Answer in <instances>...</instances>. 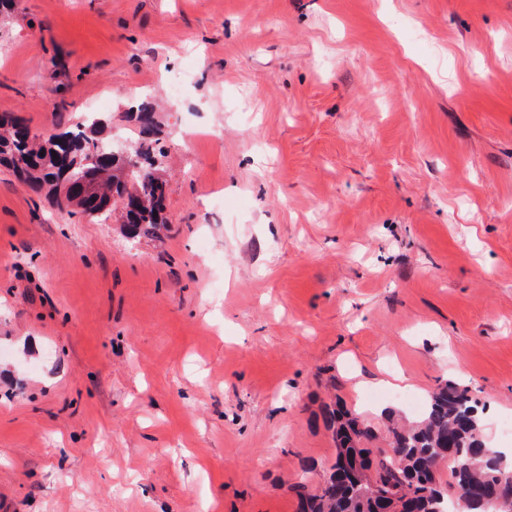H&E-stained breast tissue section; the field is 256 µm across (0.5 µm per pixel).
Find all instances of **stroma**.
Returning a JSON list of instances; mask_svg holds the SVG:
<instances>
[{
  "mask_svg": "<svg viewBox=\"0 0 512 512\" xmlns=\"http://www.w3.org/2000/svg\"><path fill=\"white\" fill-rule=\"evenodd\" d=\"M144 102L161 238L0 168V512H297L329 398L384 449L446 380L512 446V0L0 16V113L121 144Z\"/></svg>",
  "mask_w": 512,
  "mask_h": 512,
  "instance_id": "stroma-1",
  "label": "stroma"
}]
</instances>
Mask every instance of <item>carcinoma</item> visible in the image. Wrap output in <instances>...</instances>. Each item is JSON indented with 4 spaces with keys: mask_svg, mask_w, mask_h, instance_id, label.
Here are the masks:
<instances>
[{
    "mask_svg": "<svg viewBox=\"0 0 512 512\" xmlns=\"http://www.w3.org/2000/svg\"><path fill=\"white\" fill-rule=\"evenodd\" d=\"M131 117L137 171L128 173L122 160L99 155L98 118L40 135L13 112L0 114V165L37 193L49 188L61 206L122 220L130 238L157 237L166 225L165 181L155 166L158 120L149 107ZM479 407L466 387H437L421 420L407 425L385 414L387 454L368 448L375 434L358 416L325 407L336 456L319 487L304 480L289 486L300 512H454L460 494L465 512H512V463L482 437ZM444 452L452 462L443 469Z\"/></svg>",
    "mask_w": 512,
    "mask_h": 512,
    "instance_id": "carcinoma-1",
    "label": "carcinoma"
}]
</instances>
